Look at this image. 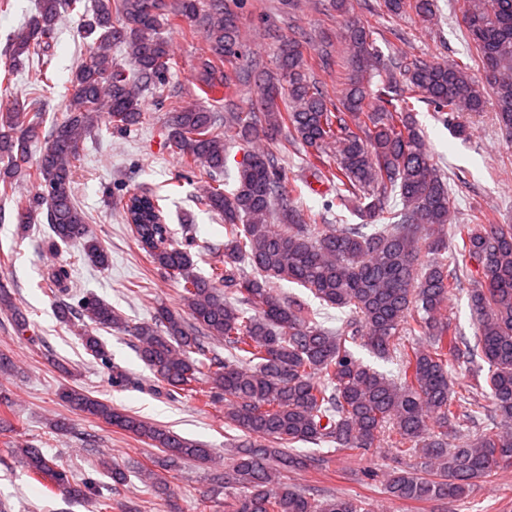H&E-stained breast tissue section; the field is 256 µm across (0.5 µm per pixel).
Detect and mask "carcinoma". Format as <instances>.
Wrapping results in <instances>:
<instances>
[{
	"label": "carcinoma",
	"mask_w": 512,
	"mask_h": 512,
	"mask_svg": "<svg viewBox=\"0 0 512 512\" xmlns=\"http://www.w3.org/2000/svg\"><path fill=\"white\" fill-rule=\"evenodd\" d=\"M387 13L436 16L434 0H383ZM473 53L467 60L385 56L374 31L358 16L343 40L348 77L334 100L314 77L301 32L276 35L275 67L262 70L256 110L239 111L224 59L242 55L239 16L224 0H39L38 12L10 43L9 60L37 58L35 79L47 80L49 50L60 16H85L90 39L70 81L62 119L44 129L39 103L29 109L0 105V197L15 182L35 192L15 200V223L26 228L46 212V251L76 248L95 267L109 265L107 248L88 229V214L75 201L72 184L84 141L106 125L139 123L142 92L168 85L173 64L161 32L182 21L202 23L206 50L197 58L200 90L224 102V119L204 106L169 103L167 140L177 150L183 177L204 183L202 204L224 223V248L197 269L194 244L176 242L166 224L163 198L151 191L120 199L121 218L161 274L181 286V310L162 304L148 321L129 324L104 299L71 294L68 271L52 272L56 315L80 337L92 358L109 367L112 386H141L126 369L110 363L100 330L135 339L134 348L157 380V391L177 399L198 393L205 377V404L224 402V426L235 448L230 469L216 474L201 505L219 489L236 491L229 512H368L365 501L344 496L309 497L288 483L290 471L322 467L321 447L363 455L380 438L400 457L420 465L392 471L385 490L394 500L457 501L480 479L512 466V225L451 224L448 178L433 163L414 119L423 102L446 126L491 106L512 140V0H459ZM124 51L131 71L117 70L112 50ZM235 133L251 146L239 163L236 187L224 189L228 149ZM279 139V152L257 145ZM42 144L38 157L32 146ZM297 144L313 158L317 179L333 192L327 208L356 211L363 224L327 229L320 214L293 203L286 191L283 157ZM452 226L453 265L445 229ZM430 256L421 263L423 255ZM478 266L481 281L468 290L475 334L453 327L446 303L463 288L459 272ZM285 281L310 292L319 307L275 285ZM340 313L336 330L323 326V311ZM16 333L28 330L27 315L0 285V314ZM224 344L219 353L213 341ZM396 365V375L365 364L356 349ZM481 358L488 371L465 392L450 385L448 366ZM62 399L74 409L134 435L169 460L205 464L211 450L198 442L113 407L76 387ZM492 410L493 428L464 434L448 447V431L476 424ZM320 447L313 456L296 444ZM29 474L71 499L97 497L109 512L95 479L76 480L57 458L35 446L11 450ZM101 474L123 485L125 469L99 462ZM158 506L171 505L170 481L148 471Z\"/></svg>",
	"instance_id": "cac0c4a2"
}]
</instances>
